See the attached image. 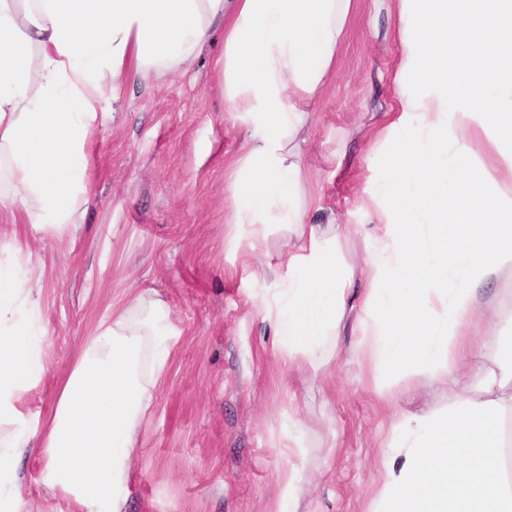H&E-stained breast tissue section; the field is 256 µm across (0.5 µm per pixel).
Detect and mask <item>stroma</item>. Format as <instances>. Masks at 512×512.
Returning a JSON list of instances; mask_svg holds the SVG:
<instances>
[{
  "mask_svg": "<svg viewBox=\"0 0 512 512\" xmlns=\"http://www.w3.org/2000/svg\"><path fill=\"white\" fill-rule=\"evenodd\" d=\"M219 51L207 46L186 74L123 89L88 147L90 203L71 233L36 234L0 208V257L29 250L50 342L47 372L20 407L49 415L93 325L132 291H155L178 338L136 453L129 512H288L292 470L309 489L300 512H368L393 421L447 412L448 384L414 369L395 400L379 399L348 331L315 375L277 354L264 310L280 282L255 275L287 247L274 233L250 251V226L232 221L246 126L225 108ZM400 60L394 0H352L300 144L311 220L336 219L341 250L358 258L394 149ZM481 294L497 312L479 336L490 347L512 336V270ZM43 464L35 448L20 462L21 512H77L39 485Z\"/></svg>",
  "mask_w": 512,
  "mask_h": 512,
  "instance_id": "35a3bbf8",
  "label": "stroma"
}]
</instances>
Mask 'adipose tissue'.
<instances>
[{"instance_id":"1","label":"adipose tissue","mask_w":512,"mask_h":512,"mask_svg":"<svg viewBox=\"0 0 512 512\" xmlns=\"http://www.w3.org/2000/svg\"><path fill=\"white\" fill-rule=\"evenodd\" d=\"M352 0H0V206L62 234L88 206L87 148L134 81L188 71L221 33L228 111L248 117L232 174L248 186L234 221L277 225L288 251L265 316L287 359L318 369L348 308L393 396L417 368L447 379L452 411L396 422L370 512H512L498 413L512 387V337L470 350L486 316L478 291L512 269V0H396L402 47L394 153L375 209L362 300L339 226L315 224L295 143L321 91ZM496 171L448 167L473 136ZM29 258L0 261V512H17L19 463L39 446L41 483L80 512H127L134 457L173 348L171 308L145 292L102 317L49 419L18 403L46 368L28 340Z\"/></svg>"}]
</instances>
